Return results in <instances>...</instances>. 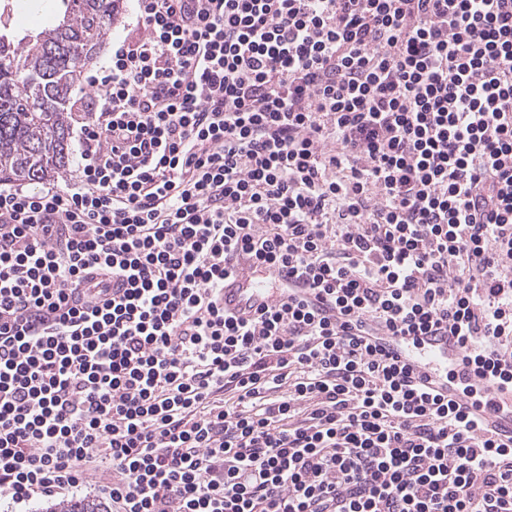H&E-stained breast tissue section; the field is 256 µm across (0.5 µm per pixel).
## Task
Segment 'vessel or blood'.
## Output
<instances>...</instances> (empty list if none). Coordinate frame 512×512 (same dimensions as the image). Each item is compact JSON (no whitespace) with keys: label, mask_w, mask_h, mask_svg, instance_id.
<instances>
[{"label":"vessel or blood","mask_w":512,"mask_h":512,"mask_svg":"<svg viewBox=\"0 0 512 512\" xmlns=\"http://www.w3.org/2000/svg\"><path fill=\"white\" fill-rule=\"evenodd\" d=\"M291 286L285 269L278 266L258 269L244 262L224 286V307L246 317L284 299ZM399 343L406 363L425 376L433 389L451 396L464 390L473 392L478 400L470 410L476 418L488 420L494 430H512V390L473 369L458 368L452 337L403 336Z\"/></svg>","instance_id":"1"}]
</instances>
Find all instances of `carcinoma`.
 Masks as SVG:
<instances>
[{
  "instance_id": "obj_1",
  "label": "carcinoma",
  "mask_w": 512,
  "mask_h": 512,
  "mask_svg": "<svg viewBox=\"0 0 512 512\" xmlns=\"http://www.w3.org/2000/svg\"><path fill=\"white\" fill-rule=\"evenodd\" d=\"M62 19L18 41L0 32V182L41 184L69 165L68 112L84 68L99 53L120 0H62ZM46 512H99L61 500Z\"/></svg>"
}]
</instances>
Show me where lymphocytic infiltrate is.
I'll return each instance as SVG.
<instances>
[{
	"label": "lymphocytic infiltrate",
	"instance_id": "f902f5d3",
	"mask_svg": "<svg viewBox=\"0 0 512 512\" xmlns=\"http://www.w3.org/2000/svg\"><path fill=\"white\" fill-rule=\"evenodd\" d=\"M78 175L0 188V501L512 512V0H138ZM303 288L226 313L241 261ZM402 346L401 354L406 363L416 372L425 376L430 385L439 393L457 396L466 388L473 395L493 398L495 410L489 414L481 401L470 405V412L478 419H491L488 426L499 432L503 428L512 430V391L500 385L489 375H483L472 368L461 369L457 365V352L451 336H398ZM454 373L448 381V371Z\"/></svg>",
	"mask_w": 512,
	"mask_h": 512
}]
</instances>
